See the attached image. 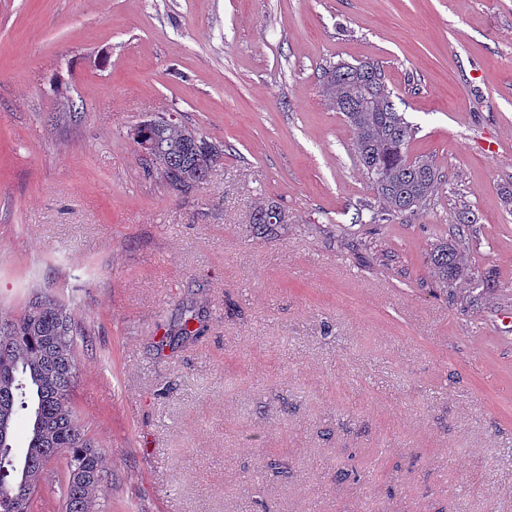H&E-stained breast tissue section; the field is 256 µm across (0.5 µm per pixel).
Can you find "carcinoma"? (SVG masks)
Segmentation results:
<instances>
[{"instance_id": "obj_1", "label": "carcinoma", "mask_w": 512, "mask_h": 512, "mask_svg": "<svg viewBox=\"0 0 512 512\" xmlns=\"http://www.w3.org/2000/svg\"><path fill=\"white\" fill-rule=\"evenodd\" d=\"M323 89L332 107L347 110L356 131L352 144L356 164L368 180L379 208L371 210L373 223L414 215L431 201L447 176L430 158L409 155L415 133L393 101L381 66L374 62H338L324 69ZM131 138L139 145L157 142L156 171L170 190L204 188L220 150L203 151L191 130L180 124L136 126ZM280 207L262 202L249 215L257 231L277 224ZM470 211L457 213L451 225L454 242L437 245L430 260L444 286L464 282L482 296L494 290L488 278L468 279L457 246L468 239ZM195 317L186 318L170 341H190L199 335ZM83 329L52 294L40 293L14 318L0 317V512H33L41 495L46 467L64 457L67 473L60 495L61 512H94L97 493L106 477L102 454L87 436L74 413L71 392L77 377L76 337ZM25 416L30 437L22 458L11 444L15 421Z\"/></svg>"}]
</instances>
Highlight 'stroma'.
Here are the masks:
<instances>
[{
  "label": "stroma",
  "instance_id": "1",
  "mask_svg": "<svg viewBox=\"0 0 512 512\" xmlns=\"http://www.w3.org/2000/svg\"><path fill=\"white\" fill-rule=\"evenodd\" d=\"M364 61L448 179L382 224L321 85ZM162 112L224 147L200 191L128 136ZM464 208L478 300L430 265ZM39 289L102 512H512V0H0V311ZM280 211V207L273 203L261 202L250 213L248 224H252V227L256 231H266L269 227L282 223L278 221L277 217L275 216L276 212L281 216ZM272 219H274V221H272Z\"/></svg>",
  "mask_w": 512,
  "mask_h": 512
}]
</instances>
